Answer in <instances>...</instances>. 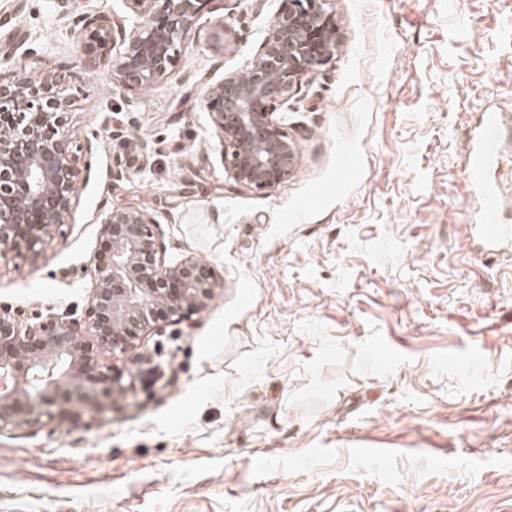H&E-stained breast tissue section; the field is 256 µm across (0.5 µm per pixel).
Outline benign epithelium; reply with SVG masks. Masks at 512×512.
Returning a JSON list of instances; mask_svg holds the SVG:
<instances>
[{
	"mask_svg": "<svg viewBox=\"0 0 512 512\" xmlns=\"http://www.w3.org/2000/svg\"><path fill=\"white\" fill-rule=\"evenodd\" d=\"M132 2L143 16L129 30L104 14L85 24L99 47L108 37L120 42L112 81L131 90L168 74L211 0ZM337 30L322 0H282L251 66L207 86L205 106L235 183L262 190L294 174V144L274 114L304 76L333 58ZM72 105L57 77L0 78V254L39 253L69 207L85 167L65 130ZM100 236L104 249L86 265L94 285L86 325L52 315L24 324L0 312V430L44 415L77 423L112 409L114 396L131 385L122 370L102 367L100 354L136 355L151 323H179L205 310L223 285L194 254L166 262L157 221L145 210H111Z\"/></svg>",
	"mask_w": 512,
	"mask_h": 512,
	"instance_id": "7a95c632",
	"label": "benign epithelium"
}]
</instances>
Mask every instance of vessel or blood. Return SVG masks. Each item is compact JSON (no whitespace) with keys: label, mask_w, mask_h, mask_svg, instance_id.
I'll return each mask as SVG.
<instances>
[{"label":"vessel or blood","mask_w":512,"mask_h":512,"mask_svg":"<svg viewBox=\"0 0 512 512\" xmlns=\"http://www.w3.org/2000/svg\"><path fill=\"white\" fill-rule=\"evenodd\" d=\"M500 136L499 113H483L468 153V178L479 200V222L473 230L480 248L490 254L512 246V225L501 221L498 190L488 178L490 170L499 159Z\"/></svg>","instance_id":"vessel-or-blood-1"}]
</instances>
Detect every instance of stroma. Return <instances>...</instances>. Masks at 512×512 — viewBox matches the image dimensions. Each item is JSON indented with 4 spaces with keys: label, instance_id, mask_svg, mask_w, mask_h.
I'll return each instance as SVG.
<instances>
[{
    "label": "stroma",
    "instance_id": "35a3bbf8",
    "mask_svg": "<svg viewBox=\"0 0 512 512\" xmlns=\"http://www.w3.org/2000/svg\"><path fill=\"white\" fill-rule=\"evenodd\" d=\"M280 7L212 0L177 66L129 91L88 68L83 24L133 26L130 0H0V75L63 78L92 145L53 239L0 256V310L83 320L78 269L118 206L153 215L166 261L224 278L138 356L103 354L134 383L111 411L0 431V512H512V251L477 256L464 176L480 113L512 114V0H326L336 53L276 111L297 170L254 190L203 95Z\"/></svg>",
    "mask_w": 512,
    "mask_h": 512
}]
</instances>
